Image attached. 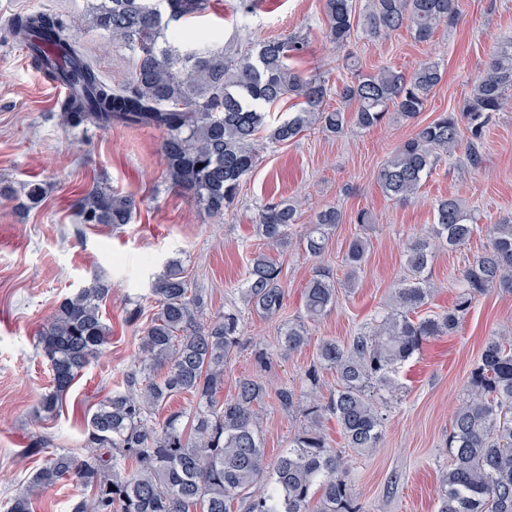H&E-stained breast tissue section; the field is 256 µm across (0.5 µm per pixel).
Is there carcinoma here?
I'll return each mask as SVG.
<instances>
[{
  "mask_svg": "<svg viewBox=\"0 0 512 512\" xmlns=\"http://www.w3.org/2000/svg\"><path fill=\"white\" fill-rule=\"evenodd\" d=\"M205 0H100L78 17L45 11L13 15L8 26L27 48L44 78L68 87L61 103L67 124L110 129L154 128L163 133L160 151L170 186L208 215L232 208L242 179L259 160V135L285 144L316 126L341 136L348 126L370 129L393 107L412 121L443 78L439 63H421L407 76L390 67L365 73L349 63L351 80L336 95L355 105L346 112L327 104L328 85L319 76L288 64L304 54L299 38L248 42L232 53L213 47L207 35L185 39L171 24L204 9ZM458 0H368L360 13L353 0H324V37L348 46L354 27L373 36L407 26L417 42L457 15ZM106 32L112 44L130 51L134 65L124 78L108 83L84 48L71 37L75 27ZM293 102L297 111L268 127L265 109ZM512 105V42L499 46L463 110L441 112L385 160L376 180L388 198L408 202L433 172L441 156L466 145L470 166L480 168L482 143L495 112ZM86 226L119 228L131 222L134 197L92 186L77 202ZM301 219V205L272 200L258 211L256 233L280 246ZM431 235L414 238L405 251V276L391 308L382 311L346 342L324 340L304 373V389L283 386L278 405L305 424L289 441L272 470L257 427L267 396L255 378L238 381L224 398V370L242 344L239 311L208 320L206 301L176 261L152 284L156 312L142 322L141 305L125 321L140 328L141 365L126 374L84 418L81 451L46 452L28 490L9 500L7 512H35L36 492L75 482L90 495L72 501L69 512H361L351 494L341 457L327 446L321 420L336 419L346 446L358 453L377 447L384 418L376 400L397 389L400 365L435 336L455 333L473 301L490 288L512 292V220L489 228L488 249L463 272L460 291L448 310L420 316L428 304L427 269L437 247L468 242L478 225L457 198L437 201ZM345 222L328 207L303 236L304 251L323 256L330 231ZM368 243L350 241L344 256L347 283L364 265ZM282 267L263 251L253 252L243 295L249 309L277 318L285 306ZM112 293L101 277L60 302L38 336L51 370V385L39 412L56 415L81 372L103 351L112 330L102 305ZM306 317L316 321L336 304V280L319 267L303 292ZM303 321L281 328L279 346L297 351L309 342ZM163 371L157 376L155 372ZM336 373V389L323 396V372ZM194 398L190 410H169L175 397ZM450 464L442 476L436 512H512V328L486 339L480 361L470 370L464 400L448 433Z\"/></svg>",
  "mask_w": 512,
  "mask_h": 512,
  "instance_id": "obj_1",
  "label": "carcinoma"
}]
</instances>
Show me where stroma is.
Here are the masks:
<instances>
[{"label": "stroma", "instance_id": "stroma-1", "mask_svg": "<svg viewBox=\"0 0 512 512\" xmlns=\"http://www.w3.org/2000/svg\"><path fill=\"white\" fill-rule=\"evenodd\" d=\"M92 0H0V183L23 194L27 183L42 184V201L28 210L15 199L0 198V512L22 492L41 457L21 451L36 442L48 448L78 447L85 416L119 386L140 357L139 336L126 324L129 302L146 295L171 259L180 260L193 285L208 300L207 317L230 307L241 309L243 345L224 372V394L232 396L238 380L261 378L268 395L259 415L267 463L287 450L304 423L283 413L275 398L284 385L300 387L321 340L350 339L361 325L391 303L392 291L405 273L407 243L426 235L435 200L454 197L474 213L478 232L453 250L434 251L428 275L433 287L426 307L437 314L451 306L458 280L472 258L490 244L488 228L512 217V108L492 118L483 146V164L467 167L464 151L442 159L411 201L383 196L376 173L384 160L414 130V123L390 112L369 130L351 128L336 137L310 129L291 143L267 144L256 168L240 187L237 204L223 220L207 214L172 189L159 149L160 131L150 128L109 130L63 123L60 86L44 79L6 22L19 12L50 10L65 15L86 13ZM452 23L439 26L430 41L414 40L409 29L387 36L355 34L348 49L323 37L322 0H254L244 11L242 0H208L205 11L184 23L185 29H216L215 45L232 49L249 41L300 37L307 48L297 65L322 74L329 88L351 76L346 55L363 71L390 66L411 73L418 64H440L443 79L417 122L427 123L444 111L461 110L474 85L485 75L494 45L512 39V0H458ZM101 76L120 79L130 69L129 51L113 47L96 29L75 31ZM132 195L137 210L121 228L79 223L74 204L94 184ZM303 202L300 226L292 243L271 248L283 269L287 293L279 320H268L245 308L240 288L252 252L262 242L254 231L260 207L271 198ZM346 217L333 229L321 259L307 256L296 242L303 225L326 207ZM369 210L372 221L351 218ZM370 249L354 286H346L342 256L354 236ZM331 269L339 282L337 301L328 316L311 323L307 346L293 353L276 343L279 322L305 316L302 292L317 265ZM112 286L103 308L112 336L66 395L55 417L37 411L49 389V373L37 336L66 296L95 277ZM512 327V294L492 290L480 296L452 335L428 341L401 365L398 390L382 407L383 434L370 454L347 448L335 419L323 422L331 448L340 454L352 495L362 512H435L440 478L450 463L448 432L462 401L463 384L488 336ZM271 363L259 371L256 352Z\"/></svg>", "mask_w": 512, "mask_h": 512}]
</instances>
